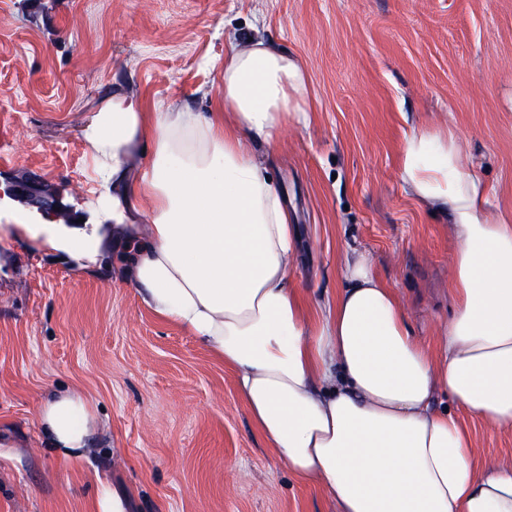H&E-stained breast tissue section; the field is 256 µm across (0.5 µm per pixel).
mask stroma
I'll use <instances>...</instances> for the list:
<instances>
[{"mask_svg":"<svg viewBox=\"0 0 512 512\" xmlns=\"http://www.w3.org/2000/svg\"><path fill=\"white\" fill-rule=\"evenodd\" d=\"M231 33L308 76L309 125L258 151L298 226L297 286L334 294L358 248L432 340L455 244L398 154L412 127L448 125L512 211V0H0V189H22L0 225L111 223L84 125L116 92L206 111ZM71 387L101 423L86 464L40 439L42 405ZM100 477L125 512H332L266 448L233 373L120 272L0 243V512H89Z\"/></svg>","mask_w":512,"mask_h":512,"instance_id":"obj_1","label":"stroma"}]
</instances>
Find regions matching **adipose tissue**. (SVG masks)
<instances>
[{
  "label": "adipose tissue",
  "instance_id": "ef3b65f1",
  "mask_svg": "<svg viewBox=\"0 0 512 512\" xmlns=\"http://www.w3.org/2000/svg\"><path fill=\"white\" fill-rule=\"evenodd\" d=\"M307 94L285 51L230 39L208 112L116 94L83 127L111 225L21 230L82 270L121 246L143 302L223 360L265 444L333 512H512V458L476 465L456 415L512 434V212L492 211L453 129L412 130L398 177L452 220L450 319L425 345L402 295L353 248L340 291L310 303L293 279L296 230L255 155L284 121L308 125ZM148 145L152 164L136 166ZM439 392L456 412L434 406ZM39 422L64 460L93 445L95 405L79 390L53 394Z\"/></svg>",
  "mask_w": 512,
  "mask_h": 512
}]
</instances>
